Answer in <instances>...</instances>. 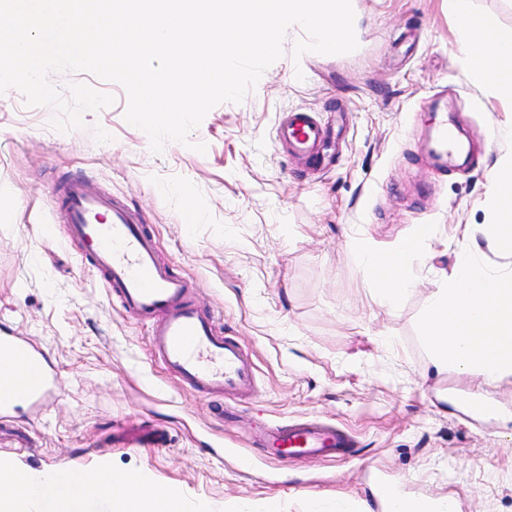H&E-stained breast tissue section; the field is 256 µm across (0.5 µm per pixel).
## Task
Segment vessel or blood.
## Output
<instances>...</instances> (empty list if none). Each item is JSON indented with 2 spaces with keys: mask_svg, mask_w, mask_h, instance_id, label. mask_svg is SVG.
Instances as JSON below:
<instances>
[{
  "mask_svg": "<svg viewBox=\"0 0 512 512\" xmlns=\"http://www.w3.org/2000/svg\"><path fill=\"white\" fill-rule=\"evenodd\" d=\"M276 138L291 151L307 153L328 135L309 113L288 112ZM60 217L72 239L87 243L96 267L107 275V286L126 310L154 319V355L181 381L208 392L248 394L254 386V366L243 348L224 338L210 315L188 299L187 282L159 263L153 238L136 211L111 197L91 192L85 179L68 181L60 191ZM0 356L29 365L33 376L26 391L0 389V409L28 402L44 405L51 378L41 351L14 334L0 333ZM272 459L299 453L313 458L346 453L354 441L343 428L316 420H297L256 434Z\"/></svg>",
  "mask_w": 512,
  "mask_h": 512,
  "instance_id": "obj_1",
  "label": "vessel or blood"
}]
</instances>
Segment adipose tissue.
<instances>
[{"label":"adipose tissue","mask_w":512,"mask_h":512,"mask_svg":"<svg viewBox=\"0 0 512 512\" xmlns=\"http://www.w3.org/2000/svg\"><path fill=\"white\" fill-rule=\"evenodd\" d=\"M478 65L491 83L512 76V40L488 38ZM429 237L428 225L419 224L393 249L367 251L365 274L378 283L384 301L398 304L410 289V272ZM480 251L474 240L461 248L450 286L436 289L428 301L430 358L435 373L453 370L494 383L512 376V289L479 269ZM117 500L123 512H183L177 495L138 475L101 468L88 477L60 472L38 478L0 469V512H25L29 503L37 512H112Z\"/></svg>","instance_id":"ef3b65f1"}]
</instances>
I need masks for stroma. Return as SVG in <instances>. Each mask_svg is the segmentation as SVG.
Listing matches in <instances>:
<instances>
[{
  "mask_svg": "<svg viewBox=\"0 0 512 512\" xmlns=\"http://www.w3.org/2000/svg\"><path fill=\"white\" fill-rule=\"evenodd\" d=\"M358 47L282 56L239 103L211 109L188 144L153 153L124 120L127 95L89 73H54L61 95L82 82L111 106L61 132L51 108L0 94V332L44 352L53 396L0 417V467L43 475L107 466L176 493L185 512H309L362 500L383 512L405 497H455L458 512H512V377L495 385L430 367L426 304L446 287L467 237L493 223L486 184L512 142V95L494 91L457 47L448 0H352ZM476 39L512 38V0H469ZM344 123L332 159L275 138L288 110ZM453 112L472 151L438 172L433 125ZM206 144L205 153L194 151ZM90 188L140 213L157 257L216 311L217 329L254 364L248 396L191 389L153 355L152 323L108 296L106 278L59 218V186ZM418 224L431 239L398 305L365 275L361 249L397 245ZM234 407L232 418L222 411ZM298 418L346 429L342 460L273 462L251 439Z\"/></svg>",
  "mask_w": 512,
  "mask_h": 512,
  "instance_id": "35a3bbf8",
  "label": "stroma"
}]
</instances>
